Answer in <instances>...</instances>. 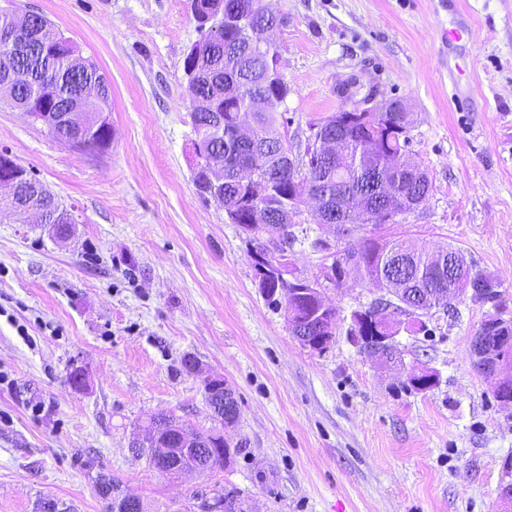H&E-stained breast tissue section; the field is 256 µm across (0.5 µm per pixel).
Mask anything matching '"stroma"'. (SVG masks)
Here are the masks:
<instances>
[{
    "label": "stroma",
    "instance_id": "1",
    "mask_svg": "<svg viewBox=\"0 0 512 512\" xmlns=\"http://www.w3.org/2000/svg\"><path fill=\"white\" fill-rule=\"evenodd\" d=\"M458 2L453 12L438 0H266L283 19L272 36L288 86L280 109L301 161L313 126L342 106V84L359 99L404 101L432 191L364 235L460 248L512 309V0ZM0 11L45 16L96 64L115 132L107 150H80L0 104V150L77 219L59 239L0 210V512H34L42 497L108 512L102 478L148 512H195L196 492L230 487L245 512H512L501 497L512 405L469 358L491 306L466 297L420 322L400 315L391 370L347 339L353 312L380 295L349 272L322 284L335 341L306 349L262 294L248 235L198 194L189 0H0ZM459 12L469 34L444 45ZM295 232L289 262L301 277L357 241L307 212ZM317 238L329 250L314 249ZM421 369L436 374L432 389L407 385ZM214 376L238 402L236 448L207 472L162 475L133 439L161 413L218 430L204 393Z\"/></svg>",
    "mask_w": 512,
    "mask_h": 512
}]
</instances>
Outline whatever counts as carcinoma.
Returning <instances> with one entry per match:
<instances>
[{"label":"carcinoma","mask_w":512,"mask_h":512,"mask_svg":"<svg viewBox=\"0 0 512 512\" xmlns=\"http://www.w3.org/2000/svg\"><path fill=\"white\" fill-rule=\"evenodd\" d=\"M233 3L240 15L251 23H265L268 18L259 8V0H192L190 9L195 21H207V27L220 25L224 5ZM21 37L28 44L26 57L8 64L0 61V83L10 81L17 87V94L9 105L32 120H48L56 137L76 144L87 142L98 150H106L112 143V125L105 115L109 111L110 87L105 75L90 61L84 62L79 73L70 71L67 55L75 52L74 45L43 19L31 22V28ZM268 63L244 55L238 47H224L214 41H203L190 47L184 58V72L189 91L210 100V116L190 114L193 150L196 166L203 159L218 151L224 155V209L232 208L245 214L256 204L286 206L288 201L270 194L275 188L284 193L291 191L295 204H304V196L328 193L324 205L330 213L340 212L347 196H360L366 205L379 210L390 202L396 206L420 205L426 202L431 191L427 170L401 139L399 129L407 122L404 112H391L384 116L386 134L375 129V122L363 115L335 112L324 120L323 129L336 138V153L327 166H313L308 170L291 169L281 161V146L277 139L280 129L288 124V118L273 105L266 112H256L253 120L265 150L240 143L234 128L240 103L244 96L240 87L243 80L253 81L258 71ZM81 101L93 121L82 129L64 125L63 115ZM249 166L257 177L242 185L235 178L237 169ZM391 169L390 193L382 194L374 187L373 173L384 167ZM14 173L24 176L19 201H29L58 212L52 229L65 235L74 223L55 197L45 186L35 187L39 180L25 168L16 164ZM398 254L405 263L406 283L423 288V294L434 297L440 288L437 273L429 262L431 252L416 250L404 242L387 241L381 237L362 238L345 257L355 259L351 271L356 279L367 285L388 277L389 254ZM499 283L482 273H474L469 287L475 290V298L485 301L498 297Z\"/></svg>","instance_id":"cac0c4a2"}]
</instances>
